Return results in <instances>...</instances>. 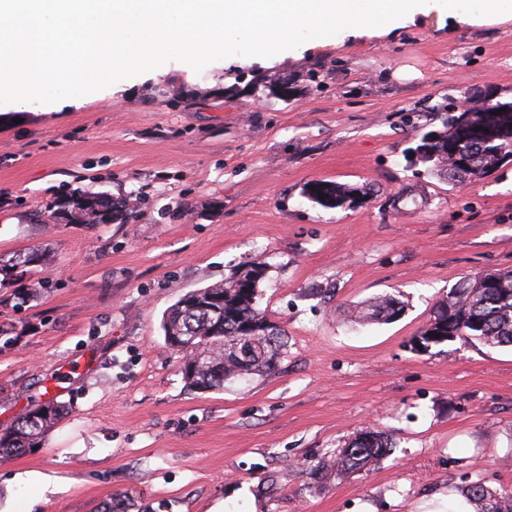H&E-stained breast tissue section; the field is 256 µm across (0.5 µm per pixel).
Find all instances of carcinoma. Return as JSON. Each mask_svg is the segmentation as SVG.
Returning a JSON list of instances; mask_svg holds the SVG:
<instances>
[{"label":"carcinoma","mask_w":512,"mask_h":512,"mask_svg":"<svg viewBox=\"0 0 512 512\" xmlns=\"http://www.w3.org/2000/svg\"><path fill=\"white\" fill-rule=\"evenodd\" d=\"M443 129L434 131L435 141L424 161L432 170L466 181L488 176L512 158V101L494 96L476 105L475 112L448 111ZM305 196L324 208H342L355 202L346 187L316 181L304 188ZM324 198H319V195ZM100 194H74L60 203L46 205L49 220L57 224L100 223L96 206ZM23 254L0 256V288L15 279L14 269ZM261 261L243 266L230 279L185 294L166 314L163 330L167 344L178 354L184 382L194 390L224 389L230 380L272 374L287 354L286 331L279 329L274 345H264L263 326L269 322L258 306V287L265 278ZM451 308L447 316L443 310ZM368 322L387 323L404 310L394 296L378 297L367 304ZM467 335L470 341L493 347L512 346V270H498L469 277L448 293L433 312L419 339L427 349L448 341V335ZM256 340L255 352L239 360L224 355V343ZM71 407L53 397L32 405L13 425L0 431V458L30 453L40 447L46 433L69 413ZM393 442L371 427L362 429L336 456L321 468L355 473L386 456ZM462 495L475 512H512V496H501L481 483H472Z\"/></svg>","instance_id":"1"}]
</instances>
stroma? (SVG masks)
Returning a JSON list of instances; mask_svg holds the SVG:
<instances>
[{
    "label": "stroma",
    "mask_w": 512,
    "mask_h": 512,
    "mask_svg": "<svg viewBox=\"0 0 512 512\" xmlns=\"http://www.w3.org/2000/svg\"><path fill=\"white\" fill-rule=\"evenodd\" d=\"M320 67L318 88L306 75ZM258 75L296 91L257 97ZM470 89L512 101L511 21L417 14L269 60H171L106 100L0 105V256L46 251L20 285L52 286L0 303L17 332L0 354V429L44 396L71 405L40 448L0 459V512H467L470 483L512 493V348L413 343L462 277L512 269V166L458 184L406 159ZM319 180L361 204H313L303 190ZM78 193L135 218L39 220ZM253 261L268 265L258 304L286 330L285 357L220 391L187 388L163 316ZM385 295L402 314L363 322ZM366 426L389 455L320 471Z\"/></svg>",
    "instance_id": "35a3bbf8"
}]
</instances>
